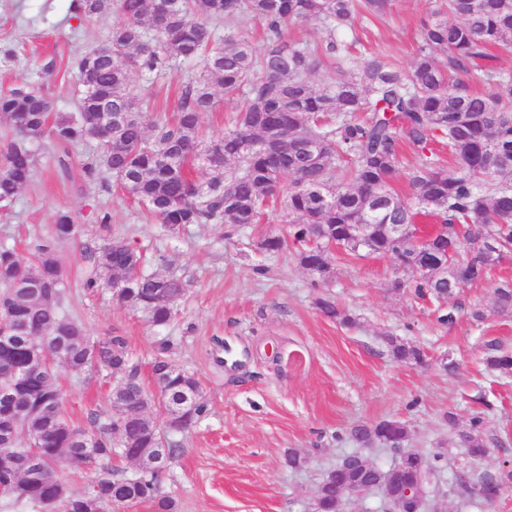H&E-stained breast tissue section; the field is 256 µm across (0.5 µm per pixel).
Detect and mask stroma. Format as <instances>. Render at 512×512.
<instances>
[{
  "mask_svg": "<svg viewBox=\"0 0 512 512\" xmlns=\"http://www.w3.org/2000/svg\"><path fill=\"white\" fill-rule=\"evenodd\" d=\"M70 4L0 0V92L28 78L42 85L55 111H75L74 53L104 40L120 17L78 19ZM438 5L392 0L386 16L357 22V57L385 56L410 67L420 31ZM195 72L184 64L159 80L134 76L132 84L157 111L170 114L176 88ZM93 152L90 141L72 147L64 177L57 149L45 145L31 183L10 213H0V247L29 255L34 237L49 235L57 214L70 212L82 232L56 247L71 286L66 313L80 318L92 337H123L142 376L150 374L158 342L167 340L174 363L199 379L208 412L190 430L173 433L181 452L161 477L175 512H310L322 474L344 455L360 450L378 465L391 463L389 449L362 450L349 438L354 426L381 420L404 423L409 446L423 454L447 449L450 481L468 463L453 428L484 413L489 453L480 469L512 464V376L491 374L483 363L493 347L512 354V315L493 311L494 282L512 278V262L497 268L492 280L462 288L456 322L443 325L431 300L393 290L394 281L406 284L414 274L391 256L337 251L329 272L320 275L299 266L294 251H262L265 234L288 231L278 209L260 224H192L171 236L113 194L110 173L94 181L83 177ZM102 207L112 235L127 238L143 255L146 272L189 280L167 326H152L109 290L91 296L81 287V245L99 239ZM321 298L335 301L352 324L324 317L316 305ZM476 305L487 313L483 321L468 316ZM387 334L420 345L433 365L395 362L383 342ZM442 357L454 363L453 371L436 366ZM58 373L74 424L87 425L92 412L109 410L112 382L105 373L80 379L63 367ZM291 451L302 457L300 466L288 465Z\"/></svg>",
  "mask_w": 512,
  "mask_h": 512,
  "instance_id": "1",
  "label": "stroma"
}]
</instances>
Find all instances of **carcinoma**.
<instances>
[{
	"label": "carcinoma",
	"mask_w": 512,
	"mask_h": 512,
	"mask_svg": "<svg viewBox=\"0 0 512 512\" xmlns=\"http://www.w3.org/2000/svg\"><path fill=\"white\" fill-rule=\"evenodd\" d=\"M391 0H72L78 17L116 12L122 21L105 40L75 58L78 109L52 114V102L35 82L23 79L0 94V115L10 134L0 145V212L8 213L34 175L44 141L68 148L97 142L84 176L112 173L122 194L145 206L147 214L176 236L190 224H258L282 199L288 235L268 234L261 248L278 254L288 240L301 244L299 265L325 274L331 265L328 243L347 244L346 253H387L391 225L431 218L448 227V300L456 294L454 266L468 264L466 283L478 285L492 266L483 239L494 231L496 247L512 254V75L497 65V52H512V0H441L421 30V46L409 70L374 57L352 64L355 42L337 37L356 21L386 13ZM226 20L264 26L265 48L257 53L236 30L219 34ZM313 20L325 34L313 45L286 39L288 25ZM334 56L343 70L332 81L312 74L322 58ZM193 62L198 74L179 87L171 121L146 123L147 103L134 92L131 76L158 78L179 62ZM485 86L478 91L475 85ZM241 99L232 127L207 134L202 116L216 107V95ZM118 120L100 126L101 103ZM283 126L278 144L265 145L271 123ZM437 144L456 162L449 173ZM418 152L408 173L410 197L395 184L402 152ZM211 156L205 180L195 175V158ZM365 225L359 245L349 232ZM482 231L471 234L469 226ZM80 225L66 211L58 214L51 239L37 244L32 258L0 247V498L14 504L51 505L57 512H117L149 503L155 512H174L161 493L154 461L174 458L179 444L158 427L150 412L176 415L191 427L207 411L195 374L174 364L171 345L155 347L152 376L163 399L152 402L136 364L120 336L94 339L82 320L62 309L70 293L55 246L75 240ZM82 286L95 293L119 280L113 298L144 312L161 327L176 314L188 281L173 273H145L143 258L125 238L106 236L101 245L80 251ZM441 282L429 271L407 288L419 298L438 297ZM329 319L353 318L329 299L317 301ZM494 312L512 314V281L494 289ZM393 359L413 363L419 346L385 337ZM37 367L24 381L14 369ZM77 376L104 369L121 383L112 389L113 413L92 414L90 427H78L65 413L56 368ZM485 366L512 373V356L490 354ZM136 423L127 422V417ZM378 426L360 424L350 435L372 446ZM470 462L488 453L485 418L478 413L457 430ZM134 448L144 467L127 477L112 459ZM65 459L75 472L97 464L105 479L81 492L57 488L40 468ZM444 454L425 456L434 485L429 507H440ZM390 471L356 457L343 468L344 483L376 485L399 492ZM476 480L489 497L512 482V470L484 471Z\"/></svg>",
	"instance_id": "carcinoma-1"
}]
</instances>
